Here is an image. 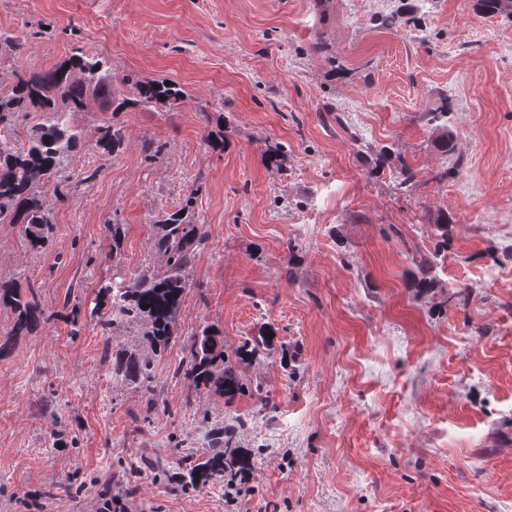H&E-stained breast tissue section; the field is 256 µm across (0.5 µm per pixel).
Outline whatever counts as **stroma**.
Wrapping results in <instances>:
<instances>
[{"label": "stroma", "instance_id": "35a3bbf8", "mask_svg": "<svg viewBox=\"0 0 512 512\" xmlns=\"http://www.w3.org/2000/svg\"><path fill=\"white\" fill-rule=\"evenodd\" d=\"M402 6L0 0V94L76 48L103 57L125 97L146 80L187 94L116 115L88 99L49 247L0 224V277L59 313L0 357V512H103L109 498L112 512H512V16L428 0L411 23L375 29ZM443 108L445 148L428 122ZM112 120L125 142L107 158L96 141ZM217 127L220 151L205 142ZM272 141L287 146L274 164L261 153ZM189 196L208 240L178 338L155 361L170 411L147 424L140 391L109 377L90 311L113 268L157 267L155 226ZM443 212L454 234L439 254ZM423 255L436 286L418 295L405 275ZM264 324L297 362L289 373L273 354L243 371L279 406L242 438L262 455L233 485L178 488L176 435L259 406L209 392L183 408L184 339L214 325L231 351Z\"/></svg>", "mask_w": 512, "mask_h": 512}]
</instances>
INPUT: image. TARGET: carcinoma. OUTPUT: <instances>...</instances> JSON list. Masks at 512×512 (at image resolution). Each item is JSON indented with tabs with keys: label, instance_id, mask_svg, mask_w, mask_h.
I'll list each match as a JSON object with an SVG mask.
<instances>
[{
	"label": "carcinoma",
	"instance_id": "carcinoma-1",
	"mask_svg": "<svg viewBox=\"0 0 512 512\" xmlns=\"http://www.w3.org/2000/svg\"><path fill=\"white\" fill-rule=\"evenodd\" d=\"M405 16L401 11L383 14L376 19L375 27L394 29L405 22ZM90 96L102 100L106 109L115 114L137 106L171 107L183 101L186 94L174 83L149 80L137 84V98H124L114 90L105 62L83 51L74 52L68 60L46 71L28 77L15 75L10 92L0 95V129L5 131L0 136V224L21 225V232L33 249H43L50 243L54 203L47 190L66 178L65 161L82 139V132L71 123V113L81 111ZM37 111L49 113V120L36 126L27 141L15 143L8 134L14 116ZM447 117L448 111L442 110L428 118L443 148L452 140ZM124 139L122 127L110 122L100 127L97 143L111 155L122 148ZM192 207L190 194L179 210L156 225L152 250L161 261V269L116 272L105 278L99 283L97 301L90 311L104 336L126 324L144 327L150 352L106 340L104 356L112 379L141 392L145 421L160 409L168 411L151 387L155 357L177 339L183 298L191 287L190 270L198 250L207 241L203 225L190 218ZM435 228L434 254L438 255L448 250V215H443ZM434 286L432 261L423 256L414 262L410 287L424 292ZM0 306L14 313L13 336L29 334L59 316V312L41 306L32 286L25 287L15 279H0ZM275 338L272 329L260 331L230 355L224 350L220 330L213 325L189 336L183 345L184 356L174 368V373L189 384L186 403L204 392L213 391L229 402L248 393L242 368L261 352L271 350ZM251 423L252 419L236 415L229 422L210 424L202 436L205 455H191L178 473L177 484L186 490L226 476L233 478L250 469L252 450L243 446L241 436Z\"/></svg>",
	"mask_w": 512,
	"mask_h": 512
}]
</instances>
